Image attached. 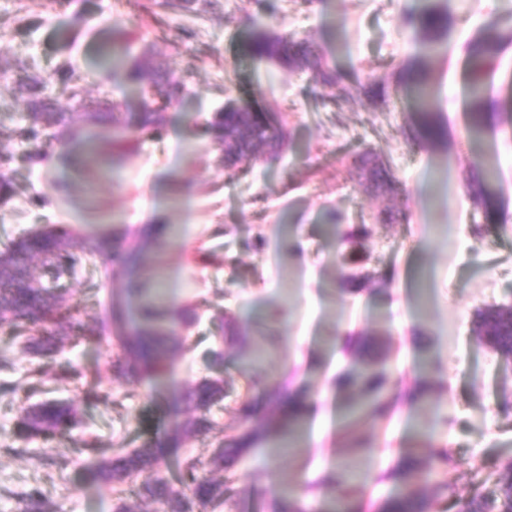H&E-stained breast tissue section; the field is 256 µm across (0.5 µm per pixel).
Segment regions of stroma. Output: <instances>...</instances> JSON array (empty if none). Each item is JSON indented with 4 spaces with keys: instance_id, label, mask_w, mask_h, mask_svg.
Wrapping results in <instances>:
<instances>
[{
    "instance_id": "stroma-1",
    "label": "stroma",
    "mask_w": 512,
    "mask_h": 512,
    "mask_svg": "<svg viewBox=\"0 0 512 512\" xmlns=\"http://www.w3.org/2000/svg\"><path fill=\"white\" fill-rule=\"evenodd\" d=\"M147 3L0 0V35L8 39L0 45V153L12 158L13 184L11 196L0 202V246L70 223L88 236L107 235L112 247L121 248L127 233L166 225L165 235L146 245L137 269L82 264L67 297L79 306L77 320L89 325L110 324L113 299L123 300L131 314L141 296L158 287L170 318L191 305L198 313L186 331L190 351L159 384L112 374L110 362L121 352L115 339L102 347L68 345L40 359L0 332V353L15 367L0 374V512H20L35 487L54 512H114L111 488L78 459L76 438L105 447L151 445L160 465L141 472L134 485L158 477L174 482L176 460L207 462L216 439L239 433L241 398H261L280 383L314 395L305 441L275 451L261 444L236 460L238 493L225 512H272L288 482L307 512H319L343 492L329 474L362 463L377 481L356 487L351 500L357 512H379L400 491L395 472L409 448L425 458L441 448L451 456L431 482L418 486L423 512H463L480 490L479 475L512 462V416L499 411L503 399H512V367L473 329L478 308L512 301V133L499 124L485 138L506 222L474 232L482 214L469 200L473 145L465 135L460 46L487 16L512 26V0H437L449 13L453 45L429 61L437 90L432 109L448 129L446 142L433 150L407 138L415 105L410 89L396 82L399 64L417 51L403 17L421 0H267L262 13L254 0H218L207 11L176 8L157 21ZM252 14L274 33L315 42L340 72V84L319 85L310 73L245 54V19ZM116 38L129 41L138 60L185 84L174 101L156 94L165 113L159 132L138 137L136 149L120 160L108 146L111 128L84 116L73 137L38 144L17 137L29 102L27 88L12 78L22 61L41 78L58 111L73 109L61 73L67 63L87 99L135 113L139 86L120 83L95 61L99 47ZM373 77L393 85L388 103L375 105L358 93L359 84ZM230 98L256 112L279 113L285 134L279 153L259 152L224 168L205 124ZM365 148L390 164L401 182L398 194L367 190L346 167V157ZM447 166L462 199L451 208L432 197ZM388 208L398 210L400 220L373 225L364 242L373 282L343 288L336 241L324 231L327 214L338 213L349 226ZM433 224L455 225L459 234L447 241L430 233ZM219 311L235 320L238 337L217 338L212 317ZM353 332L367 335L386 357L394 393L391 421L358 427L372 441L362 457L347 446L333 386ZM242 343L260 350L258 362L244 365ZM218 344L224 350L219 365L208 356ZM425 356L440 368L427 406L413 398ZM68 363L96 376L114 406L86 405L72 386H55L51 398L75 403L80 426L47 445L14 442L27 399L8 392L7 384L35 365ZM205 378L223 379L227 391L209 415L213 429L170 447L174 420L190 415L185 391ZM439 482L448 485L442 498Z\"/></svg>"
}]
</instances>
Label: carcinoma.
<instances>
[{"label": "carcinoma", "instance_id": "obj_1", "mask_svg": "<svg viewBox=\"0 0 512 512\" xmlns=\"http://www.w3.org/2000/svg\"><path fill=\"white\" fill-rule=\"evenodd\" d=\"M251 34L245 49L251 58L267 63H277L291 69L304 70L312 74L321 84H335L336 72L329 67L318 46L309 39L279 36L268 32L252 17L248 18ZM405 23L412 30L420 46V52L404 65L400 71V82L410 86L417 99L426 103L434 95L428 65L429 53L445 47L452 40V28L448 13L431 3L410 12ZM512 44V29L504 28L497 16L483 20L476 33L463 45L468 72L467 93L469 96L467 134L480 136L495 116L512 125V76L505 81L504 95L497 99L502 113L486 111L487 80L494 76L501 55ZM112 71L126 83L144 89H153L161 84L167 86L168 100H173L180 85L168 74L151 68L138 60H127L124 53L112 49ZM20 80L32 92L30 102L33 111L28 113L30 123L21 129L20 135L32 142L42 139L50 128L57 133L73 130V116L53 110L51 102L42 96V82L34 74L23 71ZM91 116L112 126V148L127 150L132 140L125 134L122 113L93 112ZM414 139L419 145L435 149L445 139V130L437 114L429 109L415 113ZM163 122L160 109L152 99L142 96L136 114V128L140 133L159 129ZM206 131L212 144L227 166L262 147L276 148L275 140L282 136L280 117L275 112H254L247 106L229 103L216 112L207 122ZM10 157L0 155V199L12 192L9 177ZM351 165L359 169L366 181L382 192L391 191L396 178L390 168L377 161L370 153L363 152L351 157ZM475 175L471 199L475 208L482 210L484 225L505 223L499 215V206L494 185L482 177L491 173L492 162L486 153L475 154L470 161ZM328 232L336 237L340 247L339 256L344 265L353 271L344 275V282L355 284L370 280L362 272L366 261L363 241L370 234L366 224L354 230L343 231L340 225H329ZM144 246L143 237L129 241L119 253H110L109 242L100 237L90 243L72 227L56 224L42 233H32L9 246L0 249V327L6 326L11 334L23 339L24 345L37 355L58 352L68 342L99 343L102 330L86 326L78 321L73 309L67 304L64 279L71 276L84 260L98 257L102 262L113 258L128 267L139 264ZM138 326L131 332L123 330L124 307L112 304L113 332L121 345V356L112 361V373L119 377H137L157 380L168 377L173 364L183 350V343L174 327L166 324L158 304L151 298L142 299L137 308ZM475 332L505 362L512 361V302L494 304L478 310L475 317ZM351 350L349 363L338 375L336 389L352 392L357 401L344 407V418L358 423L366 419L381 420L389 410L387 398L388 376L381 358L373 351L370 342L348 338ZM437 369L428 361L423 372L417 376L414 398L419 403L429 400L431 385L429 378ZM71 383L79 398L88 404L108 406L112 404L110 391L89 376L88 372L75 367L60 369L38 366L31 370L26 393H35L50 384ZM224 386L219 380L206 379L185 393L186 403L195 411V416L172 427V439L182 434L202 432L210 428L207 413L211 406L223 399ZM271 411L278 424L255 420V407L246 400L241 404L243 431L224 441L219 440L211 453L209 466L224 470L236 459L263 441L293 439L300 423L306 416L310 403L304 391H290L282 386L268 397ZM79 424L76 412L65 403L42 401L31 403L22 410L14 437L30 443L39 440L44 444L57 437L70 434ZM82 451L96 466L98 478L112 487L117 495L115 512H139L131 501L124 497V485L141 471L158 464V457L151 448H122L105 450L97 444L80 442ZM448 451L440 450L429 460H423L415 450L405 452L396 471L400 478L401 493L387 499L382 512H419L421 504L416 497L415 484L440 465L448 464ZM179 483L190 489L193 498H188L170 483L156 480L138 488L136 496L151 499L162 505V512H215L229 503L235 495L234 478L228 474L220 479L207 478L199 473V465L187 459L179 465ZM22 512H51L41 491L34 489L23 499ZM467 512H512V463L503 465L495 474L494 488L471 499Z\"/></svg>", "mask_w": 512, "mask_h": 512}]
</instances>
